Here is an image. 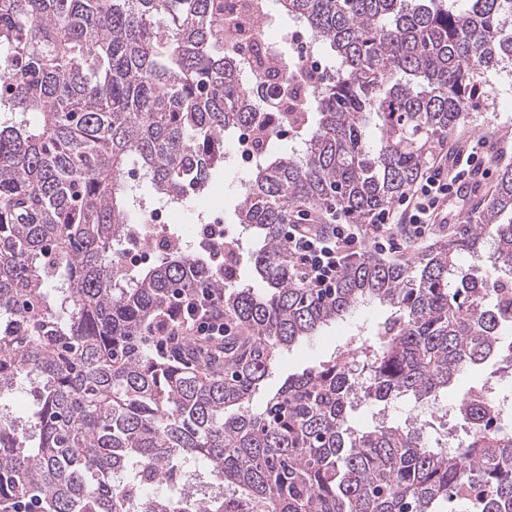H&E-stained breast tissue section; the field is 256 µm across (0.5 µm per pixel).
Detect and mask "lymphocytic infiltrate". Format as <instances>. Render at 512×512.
<instances>
[{"label": "lymphocytic infiltrate", "mask_w": 512, "mask_h": 512, "mask_svg": "<svg viewBox=\"0 0 512 512\" xmlns=\"http://www.w3.org/2000/svg\"><path fill=\"white\" fill-rule=\"evenodd\" d=\"M511 150L512 141L499 143L483 137L470 140L461 152L440 153L397 206L369 224L297 218L286 225L284 242L300 282L317 293L330 292L348 262L364 259L373 250L399 252L395 232L401 227L407 239L427 240L437 226L447 223L455 184L477 171L490 176L493 162ZM168 316L167 323L149 329L160 350L181 346L192 336L210 341L224 338V300L216 291L202 290L194 301L186 300L183 293L173 294Z\"/></svg>", "instance_id": "f902f5d3"}]
</instances>
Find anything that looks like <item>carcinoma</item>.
I'll list each match as a JSON object with an SVG mask.
<instances>
[{"instance_id": "1", "label": "carcinoma", "mask_w": 512, "mask_h": 512, "mask_svg": "<svg viewBox=\"0 0 512 512\" xmlns=\"http://www.w3.org/2000/svg\"><path fill=\"white\" fill-rule=\"evenodd\" d=\"M218 0H0V396L26 380L25 426L0 408V505L32 512H512V433L488 384L463 395L464 446L430 425H348L357 403L439 399L464 370L512 371V168L476 224L410 263L367 258L319 296L295 277L294 207L368 223L466 118L475 77L512 66V0H275L333 60L302 109L257 100L224 56ZM299 151L266 140L273 117ZM250 127L260 160L236 221L262 289L224 260L165 251L124 275L116 249L146 223L125 182L156 200L202 191L224 134ZM378 139H370V128ZM489 265L463 269L458 258ZM223 293L236 333L207 373L158 359L141 330L176 291ZM378 300L393 312L358 353L293 375L254 411L280 351Z\"/></svg>"}]
</instances>
